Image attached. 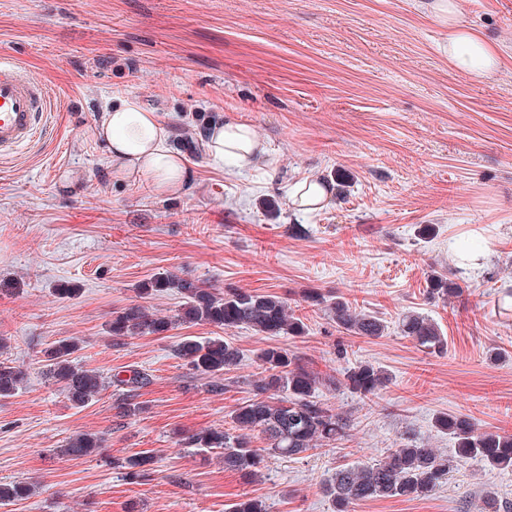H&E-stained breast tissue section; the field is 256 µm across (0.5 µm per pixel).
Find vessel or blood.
<instances>
[{"label": "vessel or blood", "instance_id": "1", "mask_svg": "<svg viewBox=\"0 0 512 512\" xmlns=\"http://www.w3.org/2000/svg\"><path fill=\"white\" fill-rule=\"evenodd\" d=\"M50 90L0 56V156L36 140L47 122Z\"/></svg>", "mask_w": 512, "mask_h": 512}]
</instances>
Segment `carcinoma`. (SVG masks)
Masks as SVG:
<instances>
[{
    "mask_svg": "<svg viewBox=\"0 0 512 512\" xmlns=\"http://www.w3.org/2000/svg\"><path fill=\"white\" fill-rule=\"evenodd\" d=\"M172 291L182 296L183 307L176 321L204 323L214 327L249 328L264 336L299 338L307 325L295 316L288 300L276 293H260L238 288L220 292L196 281L174 275L155 277L140 288L143 295ZM429 294L447 299L462 292L461 286L442 274L430 278ZM312 306H324L338 332L346 336L377 338L387 326L374 313L358 311L342 299H328L315 291L303 295ZM173 320L159 317L142 305H129L113 313L109 323L112 337L161 335L172 328ZM401 335L431 353H443L448 340L438 324L420 313L404 315L398 323ZM78 342L63 339L44 351L48 373L61 384L62 392L75 406L81 407L102 389L101 376L95 370L74 364ZM175 356L199 376L218 378L236 368L241 361L239 349L220 337L199 341L185 336L175 347ZM266 375L254 383L257 398L239 406L232 414L229 429H210L185 438L189 448L220 450L224 468L245 476H255L264 456L252 445V435L267 440L265 451L273 456L295 457L319 446L336 445L349 437L351 420L324 403L317 392L322 387L344 388L362 401L371 402L390 381L389 375L369 363L346 369L343 378L324 376L300 362L297 355L279 346H269L257 355ZM25 378L24 371L0 361V398L16 393ZM151 383L150 375L129 369L127 375H113L111 384L121 397L122 416L142 410L135 398ZM435 428L455 440L454 452L443 456L412 439L387 450L373 463L355 462L341 465L323 485L331 512H351L361 501L377 498H424L432 494L457 471L463 462L475 460L500 472L512 471V434L481 432L464 414L438 416ZM101 448L100 438L92 433L70 437L60 453L71 459L93 455ZM154 458L132 455L113 462L125 478L138 480L148 475ZM34 488L27 482L0 483V503L30 498ZM227 512H272L260 499L245 498L232 503Z\"/></svg>",
    "mask_w": 512,
    "mask_h": 512,
    "instance_id": "1",
    "label": "carcinoma"
}]
</instances>
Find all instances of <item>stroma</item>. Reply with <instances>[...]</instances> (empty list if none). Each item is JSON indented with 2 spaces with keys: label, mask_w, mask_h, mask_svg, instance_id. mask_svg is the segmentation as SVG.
I'll use <instances>...</instances> for the list:
<instances>
[{
  "label": "stroma",
  "mask_w": 512,
  "mask_h": 512,
  "mask_svg": "<svg viewBox=\"0 0 512 512\" xmlns=\"http://www.w3.org/2000/svg\"><path fill=\"white\" fill-rule=\"evenodd\" d=\"M466 18L504 60L481 79L449 66L439 50L448 31L420 0H0V54L52 100L45 133L0 157V357L26 373L0 399V483L38 486L0 512H225L244 496L273 512H330L321 486L343 460L380 459L407 437L453 453L437 416L512 433V0H469ZM123 95L176 117L174 145L193 170L183 192L162 197L113 173L93 126ZM201 117L252 125L266 159L241 167L186 149ZM340 175L343 189L321 210L290 208L295 182ZM435 273L461 296L431 297ZM162 274L284 295L307 334L201 323L113 339L112 314L126 305L176 317L181 296L139 292ZM63 285L77 295L58 297ZM309 288L376 313L385 335L339 333L324 307L302 301ZM409 312L439 324L446 353L400 335ZM185 336L240 349L223 391L175 357ZM62 339L77 340L76 364L104 378L150 373L142 412L118 416L109 387L72 405L43 362ZM272 344L325 375L370 363L390 382L370 406L321 389L351 414L349 440L268 459L249 480L180 441L227 428ZM82 432L102 436V456L60 455ZM136 453L155 464L132 483L110 462ZM488 490L512 504V472L471 461L430 497L352 512H480Z\"/></svg>",
  "instance_id": "1"
}]
</instances>
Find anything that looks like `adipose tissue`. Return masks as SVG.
<instances>
[{
	"instance_id": "obj_1",
	"label": "adipose tissue",
	"mask_w": 512,
	"mask_h": 512,
	"mask_svg": "<svg viewBox=\"0 0 512 512\" xmlns=\"http://www.w3.org/2000/svg\"><path fill=\"white\" fill-rule=\"evenodd\" d=\"M465 0H426L424 7L447 27L448 40L440 46L448 63L467 75L491 74L500 58L495 46L465 20ZM176 125L140 98L126 96L101 111L95 134L112 159V168L126 180L149 184L159 195L182 192L192 172L186 157L172 146ZM207 156L247 166L266 152L255 129L234 119L208 126L202 135Z\"/></svg>"
}]
</instances>
